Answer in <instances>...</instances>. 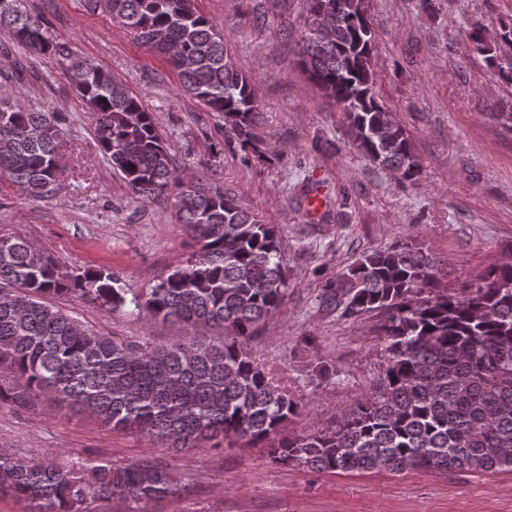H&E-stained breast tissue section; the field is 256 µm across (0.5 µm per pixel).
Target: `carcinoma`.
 <instances>
[{"mask_svg": "<svg viewBox=\"0 0 512 512\" xmlns=\"http://www.w3.org/2000/svg\"><path fill=\"white\" fill-rule=\"evenodd\" d=\"M112 18L176 70L184 91L224 117L240 147L255 139L254 85L238 69L223 30L195 0H107ZM366 0H308L300 62L345 112L354 147L399 183L420 169L406 129L379 99ZM0 31L56 58L95 115L99 149L129 190L150 201L176 190L175 217L191 240L188 257L142 296L107 267L68 271L29 240L0 236V407L42 402L87 413L112 429L139 432L176 452L209 442L266 441L278 463L316 472L512 471V262L491 267L461 295L420 298L433 285L430 261L412 246L370 250L325 281L321 306L351 319L377 313L387 361L372 391L333 428L294 439L276 435L300 400L275 380L249 345L254 328L282 306L288 288L279 226L264 223L221 186L181 176L140 96L109 71L74 54L24 0H0ZM473 49L512 85V55L471 27ZM0 87V183L40 200L56 189L68 119L60 108L27 109ZM78 294L112 310L220 330L214 340L165 344L96 333L53 296ZM179 493L154 459L82 468L0 451V496L31 512H104L119 496L142 505Z\"/></svg>", "mask_w": 512, "mask_h": 512, "instance_id": "obj_1", "label": "carcinoma"}]
</instances>
